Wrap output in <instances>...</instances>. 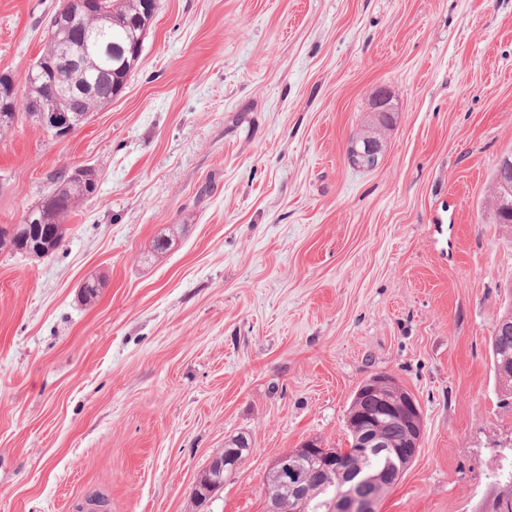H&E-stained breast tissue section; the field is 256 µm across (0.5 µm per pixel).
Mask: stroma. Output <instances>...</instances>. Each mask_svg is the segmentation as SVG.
<instances>
[{
	"label": "stroma",
	"mask_w": 512,
	"mask_h": 512,
	"mask_svg": "<svg viewBox=\"0 0 512 512\" xmlns=\"http://www.w3.org/2000/svg\"><path fill=\"white\" fill-rule=\"evenodd\" d=\"M60 5L0 0V75L23 77ZM381 89L395 123L366 170L347 148ZM508 153L512 0H159L87 124L0 133V225L56 172L97 176L50 257L0 251V512H197L236 436L207 510L266 512L276 458L348 447L380 374L424 420L380 512H474L512 464L489 351L512 302ZM511 159L512 162V153L504 155L498 162L497 168H496V178H495V184H494V201L496 205V212L498 216V222L499 224H504L503 226L510 229V236H511V228H512V194L504 195V187L501 185L499 181V171L501 166L504 165V162L507 164L506 158ZM506 160V161H505ZM511 201V208L507 209L505 208V204L507 203V200ZM236 455L233 454V450L228 451V455L224 457L216 458L210 465L209 469L201 476L194 489V498L198 505H204L212 495L224 485V477L226 468L225 462L234 461ZM237 460L230 467L232 472Z\"/></svg>",
	"instance_id": "obj_1"
}]
</instances>
